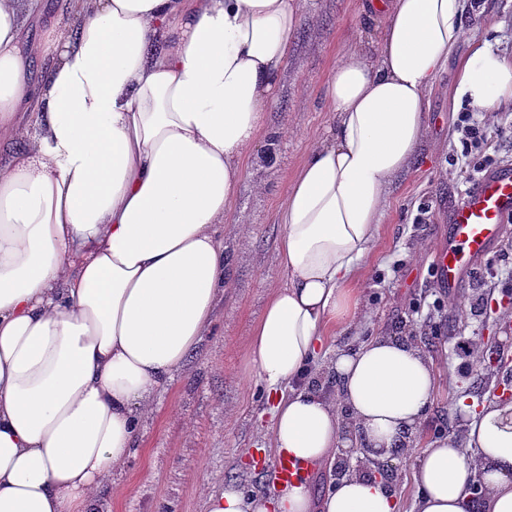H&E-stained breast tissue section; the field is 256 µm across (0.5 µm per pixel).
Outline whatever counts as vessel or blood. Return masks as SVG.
<instances>
[{
	"instance_id": "1",
	"label": "vessel or blood",
	"mask_w": 512,
	"mask_h": 512,
	"mask_svg": "<svg viewBox=\"0 0 512 512\" xmlns=\"http://www.w3.org/2000/svg\"><path fill=\"white\" fill-rule=\"evenodd\" d=\"M512 218V163L482 175L455 205L448 235L434 260L437 283L456 292L463 279L499 242L503 224Z\"/></svg>"
}]
</instances>
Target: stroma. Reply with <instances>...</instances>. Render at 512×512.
<instances>
[{
	"instance_id": "35a3bbf8",
	"label": "stroma",
	"mask_w": 512,
	"mask_h": 512,
	"mask_svg": "<svg viewBox=\"0 0 512 512\" xmlns=\"http://www.w3.org/2000/svg\"><path fill=\"white\" fill-rule=\"evenodd\" d=\"M367 0H306L313 20L296 35L294 54L278 91V103L245 161V175L224 224L227 277L232 284L187 367L156 396V409L142 429L143 444L119 474L128 493L112 512H206L203 483L213 488L237 484L261 488L274 457L257 468L247 453L267 446L270 406L248 364L245 340L258 322L271 292L286 282L277 246L282 195L308 151L330 128L325 89L330 70L352 46L373 52L378 24ZM483 13L464 19L465 36L447 68L427 91L426 138L414 165L390 188L374 248L355 286L366 318H350L333 330L329 349L354 346L371 336L408 337L432 361L437 379L424 428L404 453L388 460L399 472L402 512H411L417 495L411 473L435 430L448 422L468 424L460 403L481 406L495 398L501 377L484 379L480 369L463 377L460 343L478 340L512 355V223L476 274L455 294L438 287L432 255L448 234V211L470 188V180L448 170L457 146L452 118L456 74L474 45L489 44L512 59V0H484ZM426 223H417L419 213ZM439 300L455 306L451 320L435 309Z\"/></svg>"
}]
</instances>
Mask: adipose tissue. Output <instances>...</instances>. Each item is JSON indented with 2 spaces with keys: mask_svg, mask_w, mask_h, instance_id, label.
<instances>
[{
  "mask_svg": "<svg viewBox=\"0 0 512 512\" xmlns=\"http://www.w3.org/2000/svg\"><path fill=\"white\" fill-rule=\"evenodd\" d=\"M371 7L375 53L352 47L328 75L333 135L281 199L287 281L247 341L270 446L299 475L266 494L225 486L207 512H399L395 476L353 470L317 498L307 474L339 447L383 461L418 433L431 361L376 336L337 349V399L306 381L357 309L356 272L471 4ZM304 19L302 0H0V148L23 144L0 169V512H103L123 495L113 475L228 290L220 227ZM457 79L477 107L512 98V60L489 45ZM412 481L413 512H512V399L423 448Z\"/></svg>",
  "mask_w": 512,
  "mask_h": 512,
  "instance_id": "adipose-tissue-1",
  "label": "adipose tissue"
}]
</instances>
